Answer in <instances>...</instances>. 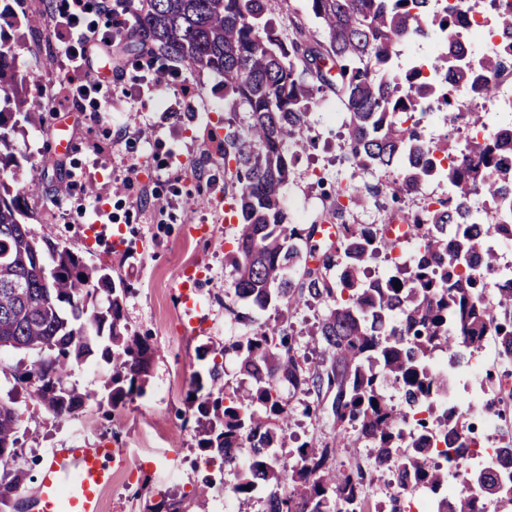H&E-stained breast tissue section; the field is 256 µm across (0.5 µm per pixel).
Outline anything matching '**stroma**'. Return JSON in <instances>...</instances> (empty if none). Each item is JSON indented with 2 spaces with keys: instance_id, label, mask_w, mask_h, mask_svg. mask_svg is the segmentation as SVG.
Returning <instances> with one entry per match:
<instances>
[{
  "instance_id": "obj_1",
  "label": "stroma",
  "mask_w": 512,
  "mask_h": 512,
  "mask_svg": "<svg viewBox=\"0 0 512 512\" xmlns=\"http://www.w3.org/2000/svg\"><path fill=\"white\" fill-rule=\"evenodd\" d=\"M270 4L283 35L297 26L318 30L308 0ZM0 27L10 37L12 62L21 73L38 69L41 57L51 56L58 44L47 23L27 24L17 11L0 14ZM184 85L191 93L181 112L168 113L167 99ZM22 96L24 112L10 134L18 163L0 179L11 192L23 193L38 238L69 248L127 288L128 331L150 337L157 353L144 394L116 408L108 403L112 366L100 355L101 339L70 378L91 395L77 414L54 418L20 394L15 408L24 437L7 468L28 472L19 494L29 497L49 465L51 449L77 439L106 444L123 450L125 462L102 494L101 512H149L164 497L191 490L199 462L196 423L186 400L193 374L205 371L225 342L251 332L250 325L224 310V291L232 281L225 255L237 234L236 224L226 220L224 133L230 123L245 128L249 115L229 112L224 78L210 71H182L178 83L154 90L129 66L113 84L106 110L95 117L72 111L59 92L47 101L30 88ZM346 120L335 97L326 96L310 115V141L290 146L294 163L282 194L293 223H321L337 186L346 184L368 192L369 202L348 207L343 223L380 224L395 211L391 174L358 167L344 148ZM136 126L143 135L133 134ZM61 130L71 146L59 152L55 138ZM129 178L149 184L153 199L139 200L135 190L125 188ZM69 179L72 190L58 193ZM91 180L110 189L96 206L84 190ZM194 322L201 327L196 334L190 331ZM305 401L302 395L288 401V416L279 423L280 460L289 459L294 437L326 440L333 433L330 416L304 415Z\"/></svg>"
}]
</instances>
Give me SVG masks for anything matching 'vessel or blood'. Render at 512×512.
<instances>
[{"label": "vessel or blood", "instance_id": "1", "mask_svg": "<svg viewBox=\"0 0 512 512\" xmlns=\"http://www.w3.org/2000/svg\"><path fill=\"white\" fill-rule=\"evenodd\" d=\"M117 449L73 443L51 451V461L25 512H100L103 491L114 477Z\"/></svg>", "mask_w": 512, "mask_h": 512}]
</instances>
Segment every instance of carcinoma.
<instances>
[{
    "label": "carcinoma",
    "mask_w": 512,
    "mask_h": 512,
    "mask_svg": "<svg viewBox=\"0 0 512 512\" xmlns=\"http://www.w3.org/2000/svg\"><path fill=\"white\" fill-rule=\"evenodd\" d=\"M309 2L321 39L302 27L284 39L267 18L268 0H140L134 36L191 71L224 75L230 108L249 113L244 132L229 127L224 134L225 187L239 220L235 247L226 254L234 270L230 294L281 317L300 305L328 303L311 332L320 354L313 367L297 356L298 339L283 322L259 321L224 305L252 326L251 336L224 344L222 351L237 361L248 383L228 388L216 361L207 378L194 376L188 406L198 425V448L221 474L236 468L233 449H249L252 461L236 468L231 493L248 500L272 486L264 512H343L356 502L368 512L364 491L383 463L396 468L402 490L448 482V467L426 455L396 456L424 432L403 435L402 409L449 390L431 369L435 353L458 346L472 356L494 335L503 360L512 362V287L497 290L492 310L486 284L476 276L498 265L489 238L512 239V223L480 221L489 200L512 206V123L489 127L477 112H458L454 119L487 129L482 140L464 147L448 135L428 140L420 120L435 88L415 72L397 70L394 60L401 45L441 35L448 53H436L429 67L451 74L448 104L459 92L479 98L490 80L512 70V14L493 18L502 49L472 68L460 65L466 48L453 38L466 21L463 12H435L429 0ZM28 83L29 74L18 73L0 51V147L8 146L9 119L21 112ZM328 90L348 116L344 147L359 166L394 173L392 199L436 180L448 183V195L414 211L401 208L386 224H338L336 242L322 252L312 244L314 227L290 223L281 189L290 175L289 144L310 131L308 116ZM452 156L455 163L442 168L441 158ZM397 219L418 248L408 263L371 277L368 264L392 251L386 231ZM29 220L24 197L10 194L0 181V348L38 355L17 383L54 415L76 414L87 394L68 378L73 365L93 354L91 337L104 336L103 356L113 368L112 407L143 394L155 349L123 324L128 289L112 285L104 270L70 249L38 241ZM98 288L111 298L105 309L91 310ZM386 385L397 389L400 403L385 395ZM485 385L496 387L497 402L512 400V388L495 372L488 371ZM285 387L313 397L305 414L327 412L336 429L329 440L300 442L290 463L272 453L279 434L271 423L288 415ZM461 418L451 407L440 418L448 428L447 448L459 460L471 443ZM20 440L13 401H0V459L16 455ZM356 442L370 448L368 465L334 463L341 449ZM25 480L18 470L0 479V512L14 507ZM477 482L497 512H512V493L503 491L496 474ZM193 485V494L182 498L200 505L215 483L203 477ZM436 510L479 512L467 495L442 499Z\"/></svg>",
    "instance_id": "cac0c4a2"
}]
</instances>
